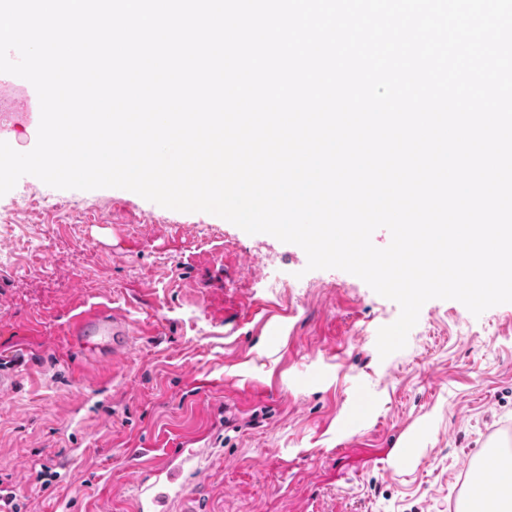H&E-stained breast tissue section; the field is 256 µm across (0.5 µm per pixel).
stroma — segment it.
<instances>
[{
	"label": "stroma",
	"mask_w": 512,
	"mask_h": 512,
	"mask_svg": "<svg viewBox=\"0 0 512 512\" xmlns=\"http://www.w3.org/2000/svg\"><path fill=\"white\" fill-rule=\"evenodd\" d=\"M39 123L33 85L0 73V141L30 151ZM306 264L212 214L21 177L0 196V475L21 512H135L139 478L184 444L209 452L182 475L204 512H449L465 462L512 442V303L430 300L383 359L399 305ZM86 302L129 318L130 358L23 332Z\"/></svg>",
	"instance_id": "obj_1"
}]
</instances>
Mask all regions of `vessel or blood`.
Returning <instances> with one entry per match:
<instances>
[{
    "mask_svg": "<svg viewBox=\"0 0 512 512\" xmlns=\"http://www.w3.org/2000/svg\"><path fill=\"white\" fill-rule=\"evenodd\" d=\"M55 335L68 337L79 350L101 353L112 358L130 357L134 332L128 319L118 310L99 303L72 307L54 329ZM198 452L184 446L172 454L164 475L155 480H143L138 493V512H191L179 478L185 468L194 466ZM474 475L463 489L470 504L482 498L491 477L499 469V458L489 452L468 463Z\"/></svg>",
    "mask_w": 512,
    "mask_h": 512,
    "instance_id": "b4317fda",
    "label": "vessel or blood"
}]
</instances>
